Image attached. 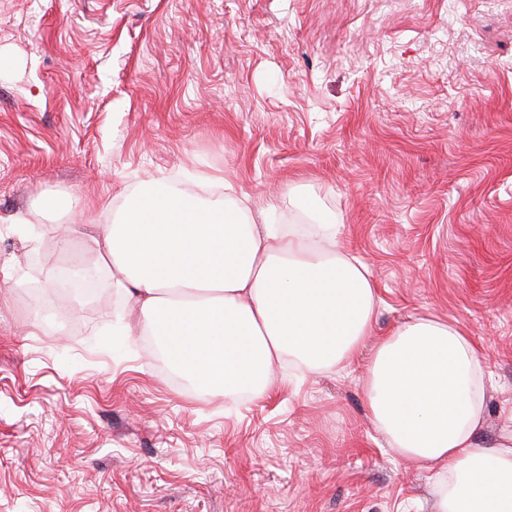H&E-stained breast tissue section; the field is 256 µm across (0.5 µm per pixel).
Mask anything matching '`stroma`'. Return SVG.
I'll return each instance as SVG.
<instances>
[{"label": "stroma", "mask_w": 512, "mask_h": 512, "mask_svg": "<svg viewBox=\"0 0 512 512\" xmlns=\"http://www.w3.org/2000/svg\"><path fill=\"white\" fill-rule=\"evenodd\" d=\"M160 174L337 223L375 335L457 322L479 442L512 432V0H0V512H433L370 418L369 349L235 402L128 343L111 288L48 283L95 236L63 253L50 225Z\"/></svg>", "instance_id": "1"}]
</instances>
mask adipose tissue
Segmentation results:
<instances>
[{
	"label": "adipose tissue",
	"instance_id": "obj_1",
	"mask_svg": "<svg viewBox=\"0 0 512 512\" xmlns=\"http://www.w3.org/2000/svg\"><path fill=\"white\" fill-rule=\"evenodd\" d=\"M98 230V265L142 335L225 395H263L288 357L314 370L346 365L372 334L375 288L337 250L336 225L260 223L248 198L205 200L158 176ZM485 384L478 345L454 323L409 317L372 351L371 419L435 473L436 512H512V447L477 443Z\"/></svg>",
	"mask_w": 512,
	"mask_h": 512
}]
</instances>
